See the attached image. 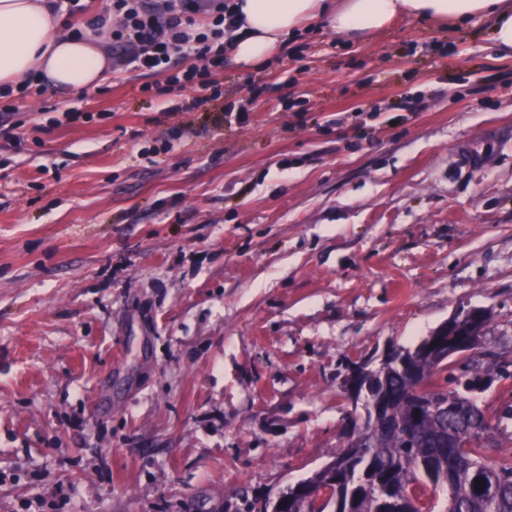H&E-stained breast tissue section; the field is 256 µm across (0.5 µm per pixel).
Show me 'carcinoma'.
Wrapping results in <instances>:
<instances>
[{"label": "carcinoma", "mask_w": 512, "mask_h": 512, "mask_svg": "<svg viewBox=\"0 0 512 512\" xmlns=\"http://www.w3.org/2000/svg\"><path fill=\"white\" fill-rule=\"evenodd\" d=\"M397 355L403 367L389 369L377 384L389 392L393 429L354 424L363 447L341 448L334 468L303 484L336 485L337 512H436L432 492L439 487L448 488L449 512H512V457H490L483 410L451 397L442 412L414 415L413 402L428 395L419 381L441 383L448 365L432 364L418 346ZM493 374L494 365L471 359L456 392L481 394L493 385ZM480 478L482 491L475 485Z\"/></svg>", "instance_id": "carcinoma-1"}]
</instances>
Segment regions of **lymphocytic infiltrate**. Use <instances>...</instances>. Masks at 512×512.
<instances>
[{"instance_id":"f902f5d3","label":"lymphocytic infiltrate","mask_w":512,"mask_h":512,"mask_svg":"<svg viewBox=\"0 0 512 512\" xmlns=\"http://www.w3.org/2000/svg\"><path fill=\"white\" fill-rule=\"evenodd\" d=\"M199 12L209 17L201 29L192 19ZM234 24L229 0H109L88 22L96 30L111 26L112 45L120 49L124 66L168 72L171 85L191 88L201 103L221 95L211 72L224 63V34ZM176 57L185 65L173 74L169 68Z\"/></svg>"}]
</instances>
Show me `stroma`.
<instances>
[{"instance_id": "1", "label": "stroma", "mask_w": 512, "mask_h": 512, "mask_svg": "<svg viewBox=\"0 0 512 512\" xmlns=\"http://www.w3.org/2000/svg\"><path fill=\"white\" fill-rule=\"evenodd\" d=\"M492 26H313L256 68L225 55L199 106L119 65L16 105L0 512H255L340 451L348 358L463 308L490 310L478 356L502 372L479 403L512 407V60Z\"/></svg>"}]
</instances>
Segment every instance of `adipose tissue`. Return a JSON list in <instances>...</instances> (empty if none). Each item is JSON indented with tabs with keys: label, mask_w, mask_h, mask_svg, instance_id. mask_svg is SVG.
<instances>
[{
	"label": "adipose tissue",
	"mask_w": 512,
	"mask_h": 512,
	"mask_svg": "<svg viewBox=\"0 0 512 512\" xmlns=\"http://www.w3.org/2000/svg\"><path fill=\"white\" fill-rule=\"evenodd\" d=\"M241 27L228 48L244 66L260 64L289 36L320 23L360 39L401 18L445 27L472 17L493 21L496 48L512 54V0H234ZM105 34L66 32L53 0H0V86H19L27 75L80 93L101 84L112 69Z\"/></svg>",
	"instance_id": "1"
}]
</instances>
